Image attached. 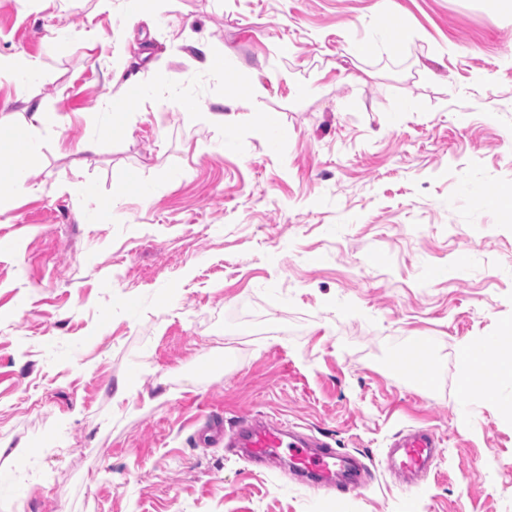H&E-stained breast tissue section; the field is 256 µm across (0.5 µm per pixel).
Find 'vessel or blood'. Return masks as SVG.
Masks as SVG:
<instances>
[{
	"instance_id": "obj_1",
	"label": "vessel or blood",
	"mask_w": 512,
	"mask_h": 512,
	"mask_svg": "<svg viewBox=\"0 0 512 512\" xmlns=\"http://www.w3.org/2000/svg\"><path fill=\"white\" fill-rule=\"evenodd\" d=\"M212 442L242 449L251 462L266 468H278L290 460L297 482L311 488L337 490L361 488L370 475L361 460L338 451L316 436L299 434L281 424H263L254 418H240L232 432L216 429ZM392 446L396 453L391 466L404 476H429L440 446L437 434L429 429L398 434Z\"/></svg>"
}]
</instances>
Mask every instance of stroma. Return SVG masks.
Wrapping results in <instances>:
<instances>
[{"label": "stroma", "instance_id": "35a3bbf8", "mask_svg": "<svg viewBox=\"0 0 512 512\" xmlns=\"http://www.w3.org/2000/svg\"><path fill=\"white\" fill-rule=\"evenodd\" d=\"M0 55L42 68L0 77V131L54 118L0 157L34 186L0 184V512H512V421L457 360L512 323V0H0ZM420 347L435 384L400 368ZM248 414L371 480L198 436ZM412 427L441 445L409 489L385 454ZM11 79L18 90H24L40 79V65L35 59L8 64Z\"/></svg>", "mask_w": 512, "mask_h": 512}]
</instances>
